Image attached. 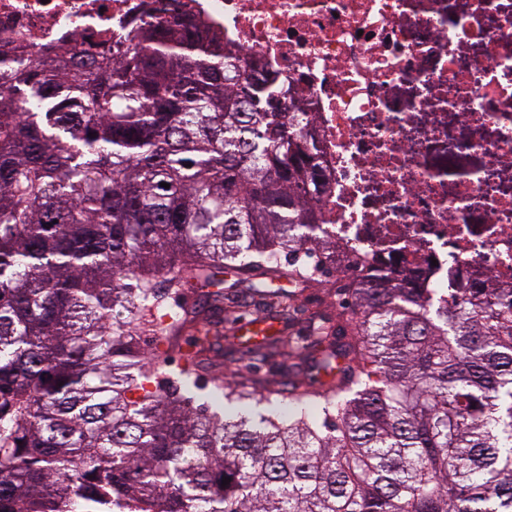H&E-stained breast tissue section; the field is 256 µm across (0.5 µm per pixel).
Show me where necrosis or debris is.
Wrapping results in <instances>:
<instances>
[{"instance_id":"4bbe7bcc","label":"necrosis or debris","mask_w":512,"mask_h":512,"mask_svg":"<svg viewBox=\"0 0 512 512\" xmlns=\"http://www.w3.org/2000/svg\"><path fill=\"white\" fill-rule=\"evenodd\" d=\"M184 14L302 92L322 224L441 295L512 285V0H0V51L111 45Z\"/></svg>"}]
</instances>
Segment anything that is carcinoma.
<instances>
[{
    "label": "carcinoma",
    "mask_w": 512,
    "mask_h": 512,
    "mask_svg": "<svg viewBox=\"0 0 512 512\" xmlns=\"http://www.w3.org/2000/svg\"><path fill=\"white\" fill-rule=\"evenodd\" d=\"M3 61L0 512H512V287L441 303L371 265L329 326L270 288L312 280L283 256H336L302 94L271 73L244 88L254 64L181 18ZM192 280L215 291L160 326ZM250 299L303 327L230 350L288 378L224 399L285 398L286 417L210 411L137 342L200 329L188 376Z\"/></svg>",
    "instance_id": "carcinoma-1"
}]
</instances>
